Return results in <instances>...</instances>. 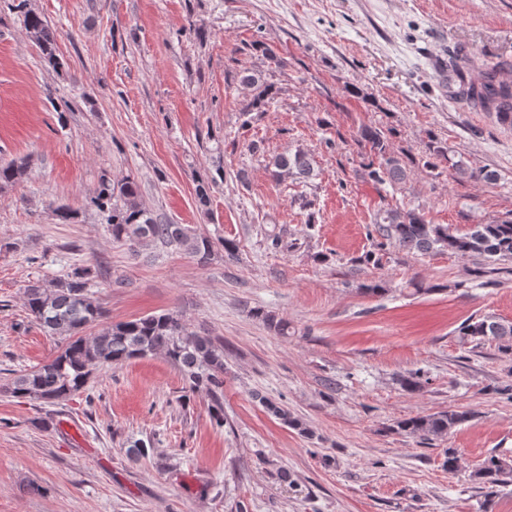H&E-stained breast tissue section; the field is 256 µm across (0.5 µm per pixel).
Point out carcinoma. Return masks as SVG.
<instances>
[{"label": "carcinoma", "instance_id": "obj_1", "mask_svg": "<svg viewBox=\"0 0 512 512\" xmlns=\"http://www.w3.org/2000/svg\"><path fill=\"white\" fill-rule=\"evenodd\" d=\"M28 0H15L12 9L22 16L24 28L39 48L44 62L59 71L65 67L56 53L54 31L48 21L28 9ZM480 59L460 49L450 56L448 73L466 80ZM497 69L485 68L484 82L456 93V98L483 112H492L498 123L512 127V86L495 87ZM242 81L257 90L249 111L264 112L275 100L276 89L254 75ZM361 140L378 163H369V176L379 183L399 184L408 178L406 164L394 156L381 131L365 126ZM272 165L281 172L311 174L307 154L298 150L288 156H277ZM26 163L11 160L0 163V188L20 182ZM140 187L126 177L114 184L101 180L90 203L109 224L115 240L132 242L160 241L185 249L199 261L208 259L212 242L204 235L190 232L181 224H164L139 201ZM377 231L385 242L408 250L428 252L446 249L461 255H476L492 262L512 261V219L494 224H477L466 233H453L443 224H431L413 210L389 209L377 215ZM88 269L77 267L64 279L48 283L35 282L24 288V305L29 315L51 336L66 340L53 359L17 377L12 392L18 397L47 404L77 395L86 389L92 370L110 368L127 361L163 354L176 367L192 388L204 387L211 398V416L216 424L224 423L222 391L224 387V348L208 336H201L178 315L154 313L133 320L109 323L93 336L85 330L106 315L88 289ZM460 342L480 347L496 342L504 351H512V322L486 316L470 319L458 329ZM465 410L442 411L415 416L397 422V430L408 435L441 438L468 421ZM478 483L493 489L512 485V458L488 456L473 472Z\"/></svg>", "mask_w": 512, "mask_h": 512}]
</instances>
